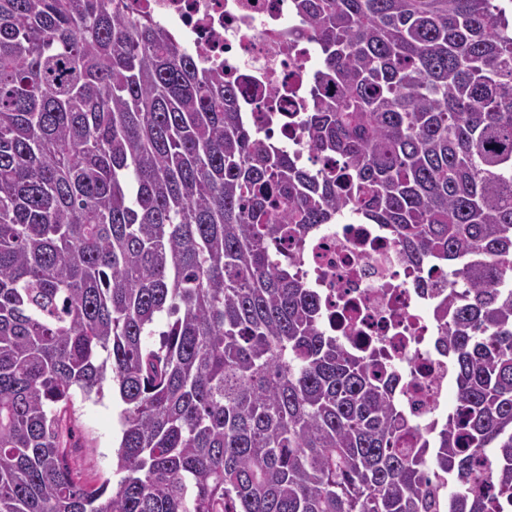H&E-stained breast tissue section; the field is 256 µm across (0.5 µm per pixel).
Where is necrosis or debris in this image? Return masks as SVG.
<instances>
[{
    "mask_svg": "<svg viewBox=\"0 0 512 512\" xmlns=\"http://www.w3.org/2000/svg\"><path fill=\"white\" fill-rule=\"evenodd\" d=\"M148 14L175 46L225 74L255 80L260 108L301 112L314 69L307 20L293 0H124ZM300 274L316 288L329 327L352 348H383L408 382L403 400L414 424L447 417L453 380L436 346L432 298L420 281L446 284L443 270L409 265L385 227L342 213L301 244Z\"/></svg>",
    "mask_w": 512,
    "mask_h": 512,
    "instance_id": "1",
    "label": "necrosis or debris"
}]
</instances>
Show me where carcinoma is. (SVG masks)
Here are the masks:
<instances>
[{
    "mask_svg": "<svg viewBox=\"0 0 512 512\" xmlns=\"http://www.w3.org/2000/svg\"><path fill=\"white\" fill-rule=\"evenodd\" d=\"M295 7L322 56L299 123L326 168L261 141L251 84L124 0H0V512L512 500V8ZM346 211L452 280L434 318L459 410L406 447L399 374L329 332L276 252ZM108 378L121 478L90 489L66 422Z\"/></svg>",
    "mask_w": 512,
    "mask_h": 512,
    "instance_id": "obj_1",
    "label": "carcinoma"
}]
</instances>
